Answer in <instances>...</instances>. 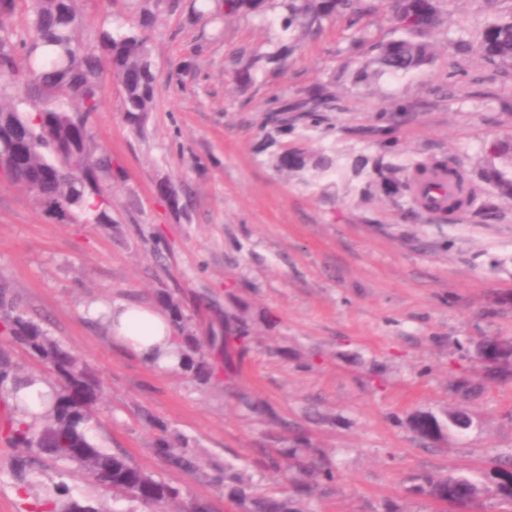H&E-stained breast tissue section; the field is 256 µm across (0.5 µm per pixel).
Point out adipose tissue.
Returning a JSON list of instances; mask_svg holds the SVG:
<instances>
[{"label":"adipose tissue","mask_w":512,"mask_h":512,"mask_svg":"<svg viewBox=\"0 0 512 512\" xmlns=\"http://www.w3.org/2000/svg\"><path fill=\"white\" fill-rule=\"evenodd\" d=\"M89 316H104L112 338L160 369H181L183 359L175 343L173 323L165 312L123 302L101 308L91 306Z\"/></svg>","instance_id":"ef3b65f1"}]
</instances>
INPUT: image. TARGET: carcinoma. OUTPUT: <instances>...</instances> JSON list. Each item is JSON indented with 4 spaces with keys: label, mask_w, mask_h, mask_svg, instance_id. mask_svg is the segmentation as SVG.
<instances>
[{
    "label": "carcinoma",
    "mask_w": 512,
    "mask_h": 512,
    "mask_svg": "<svg viewBox=\"0 0 512 512\" xmlns=\"http://www.w3.org/2000/svg\"><path fill=\"white\" fill-rule=\"evenodd\" d=\"M80 0H0V175L30 190L41 208L62 220L75 214L92 216L94 222H112L108 208L110 193L106 184L121 177V169L112 165V157L96 153L92 119L98 112L104 77L111 76L122 88L124 112L132 130L140 133L148 112L154 107L157 75L153 68L148 31L156 12L150 7L139 10L137 21L127 27L101 31L100 51L80 47L77 36ZM268 0H224V12L259 16ZM281 29L290 34L308 33L323 22L341 14L359 21L369 12L364 0H285ZM392 17L398 22L410 13L429 12L415 26L400 27L403 35L388 40L372 41L360 35L355 43L365 48L370 59L353 74V82L368 86L384 74L399 75L427 67L433 63L432 45L424 40L443 23L439 0H392ZM22 10L29 15L25 32L13 30L8 19ZM482 55L486 62L504 72L512 71V15L496 17L487 23L482 39ZM236 80L244 88L254 82L253 63L243 61V53L229 58ZM335 99L331 84H317L304 98L277 107L281 118L275 132L266 140L274 144L276 136L288 129V113L300 112L312 124L320 123L322 112ZM489 160L482 172L483 181L500 196L512 198V174L499 168L495 160H512V137L491 142ZM273 165L280 172L313 171L324 174L338 169L337 161L328 154L313 156L297 146H283L273 155ZM410 175L401 182L395 169L387 168L385 185L391 191L412 193L413 184H428L426 176L437 171L455 172L456 166L444 160H415L406 166ZM490 208L482 194L471 188L468 194L433 213L481 214ZM171 314L178 342L190 347L184 367L199 375L209 376L206 351L214 352L229 362V351L249 336L243 321L231 319L233 334L212 336L202 343L193 333L179 301L171 295L162 298ZM18 303L7 283L0 281V335H6L31 356L42 361L48 374L59 384L50 406L40 415L29 416L24 409L10 422L9 442L15 448L32 449L47 459L66 461L87 470L99 480V472L107 467L112 481L109 490L121 491L151 512H166L179 496V490L135 464L126 455L99 444L91 435L95 422L94 405L100 384L91 372L60 343L53 340L33 320L17 312ZM489 370L500 379L512 376V353L503 351L501 358L487 362ZM30 376L9 356L0 354V395L7 397L28 382ZM480 389V382L459 378L453 391L469 398ZM459 413L450 410L442 418L432 412H414L406 416L405 425L423 443L431 442L430 431L448 425V419ZM303 441L288 451V462L267 457L257 463V471H291L290 489L282 498L261 495L257 485L242 473L224 469V486L231 501L242 512H303V496L312 491L314 479L331 483L335 475L324 471L302 447ZM157 455L170 466L191 470L194 460L178 440L162 435L155 444ZM448 491V499L457 509L473 508L494 499L512 508V458L495 459L475 472L452 471L445 476L418 474L411 478L409 493L429 497L435 491Z\"/></svg>",
    "instance_id": "obj_1"
}]
</instances>
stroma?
Here are the masks:
<instances>
[{
	"label": "stroma",
	"mask_w": 512,
	"mask_h": 512,
	"mask_svg": "<svg viewBox=\"0 0 512 512\" xmlns=\"http://www.w3.org/2000/svg\"><path fill=\"white\" fill-rule=\"evenodd\" d=\"M374 5L358 26L344 16L325 23L282 66L266 59L288 40L281 7L217 25L160 13L143 135L128 125L115 80L93 118L96 146L124 172L112 184L111 223L59 220L0 177V277L24 315L100 381L94 436L177 487L181 512L200 499L236 512L216 471L253 473L298 435L335 474L307 512H435L408 494L412 476L512 454V380L486 379L476 359L484 337L512 338V199L481 179L487 144L512 135V78L479 48L489 17L512 12V0H443L433 64L366 88L352 80L365 58L357 33L386 40L395 30L388 0ZM138 8L82 0V45L98 49L101 29L135 21ZM240 48L256 58L245 91L224 68ZM329 81L336 100L325 122L296 124L280 142L338 157L346 175L277 171L262 148L270 110ZM427 156L460 160L490 214L436 221L387 192L374 166ZM169 182L178 203L161 193ZM167 293L199 335L223 314L247 319L233 379L159 372L87 314L94 303L156 307ZM461 377L483 382L464 401L451 389ZM256 400L275 419L252 414ZM455 407L475 426L433 447L404 424L409 412ZM165 430L187 439L196 472L156 455ZM16 454L0 431V512H31L62 488L98 512H144L73 465L41 460L23 486Z\"/></svg>",
	"instance_id": "obj_1"
}]
</instances>
